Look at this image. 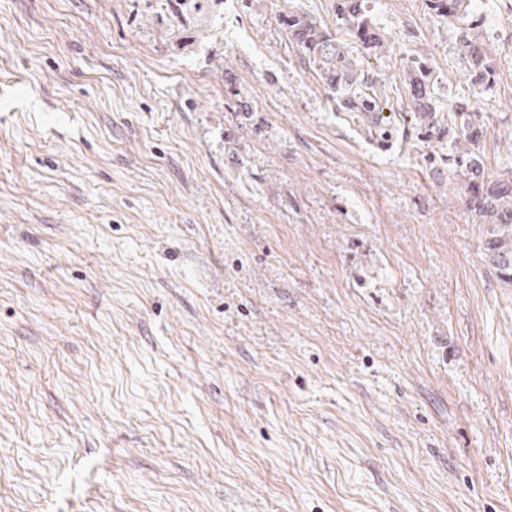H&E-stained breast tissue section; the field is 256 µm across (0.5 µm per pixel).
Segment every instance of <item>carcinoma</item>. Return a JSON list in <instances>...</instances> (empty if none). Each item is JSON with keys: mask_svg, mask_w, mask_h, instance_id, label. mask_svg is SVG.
I'll return each instance as SVG.
<instances>
[{"mask_svg": "<svg viewBox=\"0 0 512 512\" xmlns=\"http://www.w3.org/2000/svg\"><path fill=\"white\" fill-rule=\"evenodd\" d=\"M429 12L449 22L459 21L457 55L472 86L488 90L494 84L496 66L470 19L471 0H424ZM288 35L305 63L323 80L336 111L349 112L366 127L379 145L390 143L395 128L383 122L386 101L381 95V74L364 67L343 41L356 40L366 56L378 57L386 47L384 37L370 16L369 0H335L333 23L289 9L282 16ZM409 113L425 137L441 134L436 97L437 76L424 58H412L403 70ZM452 151L448 164L464 190L467 210L487 217L490 228L484 241L485 258L502 283L512 286V178L492 179L485 170L479 142L484 124L472 103L463 99L451 108Z\"/></svg>", "mask_w": 512, "mask_h": 512, "instance_id": "carcinoma-1", "label": "carcinoma"}]
</instances>
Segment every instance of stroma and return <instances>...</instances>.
<instances>
[{
  "label": "stroma",
  "instance_id": "1",
  "mask_svg": "<svg viewBox=\"0 0 512 512\" xmlns=\"http://www.w3.org/2000/svg\"><path fill=\"white\" fill-rule=\"evenodd\" d=\"M331 6L0 0V512H512V287L402 76L512 174V0L487 92L371 0L386 147L281 24ZM403 83L407 92L406 113H410L425 138L441 134L440 108L436 97L437 76L424 58H412L403 70Z\"/></svg>",
  "mask_w": 512,
  "mask_h": 512
}]
</instances>
